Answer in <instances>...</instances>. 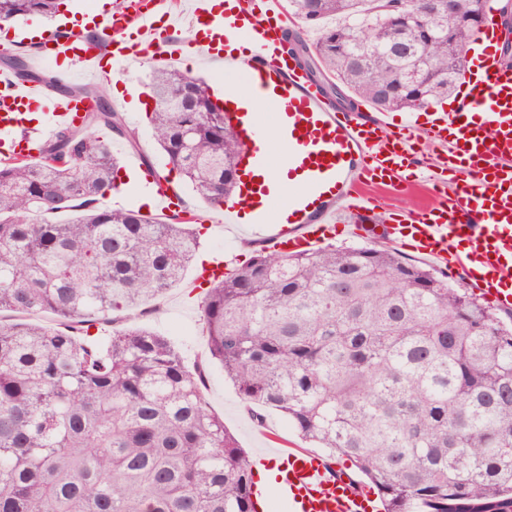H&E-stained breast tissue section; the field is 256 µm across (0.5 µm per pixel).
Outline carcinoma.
Masks as SVG:
<instances>
[{
    "instance_id": "1",
    "label": "carcinoma",
    "mask_w": 512,
    "mask_h": 512,
    "mask_svg": "<svg viewBox=\"0 0 512 512\" xmlns=\"http://www.w3.org/2000/svg\"><path fill=\"white\" fill-rule=\"evenodd\" d=\"M288 0L318 37L285 35L309 81L345 110L436 105L464 73L484 0ZM64 0H0V22ZM19 83L89 98L37 160H0V512H256L249 458L204 395L205 369L122 323L181 283L204 216L100 205L140 150L105 86L62 87L12 56ZM147 113L170 171L212 207L237 188L243 145L209 87L151 76ZM210 358L242 399L350 461L382 512H512V328L445 273L386 246L253 249L203 291ZM56 318L53 327L33 319ZM112 327L100 336L91 329Z\"/></svg>"
}]
</instances>
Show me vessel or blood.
<instances>
[{
    "instance_id": "vessel-or-blood-1",
    "label": "vessel or blood",
    "mask_w": 512,
    "mask_h": 512,
    "mask_svg": "<svg viewBox=\"0 0 512 512\" xmlns=\"http://www.w3.org/2000/svg\"><path fill=\"white\" fill-rule=\"evenodd\" d=\"M191 43L212 62L231 63L219 30L234 26L257 63L262 88H282L290 121L282 139L288 147V174L304 195L289 202L287 223L276 226L266 243L276 250L310 248L331 239L336 227L372 218L378 200L370 186L395 187L415 154L413 128L389 138L385 118L354 116L335 109L287 53L285 18L279 0H264L266 18L254 23L251 0H192ZM178 23L169 0H120L96 23V39L73 27L45 33L40 57L82 70L94 79H112L131 63L154 64L180 56L183 46L170 38ZM497 37L488 22L468 50L463 97L457 109L426 112V135L438 149L424 170L428 180L449 184L436 205L408 215L391 214L388 223L368 228L371 240L427 255L448 269H463L472 288L496 307L512 308V69L489 52ZM90 99L48 96L36 83H17L0 74V142L15 155L37 158V140L22 135L25 112L37 108L46 122L42 134L63 125H80L92 109ZM481 113L482 123L468 119ZM226 118L244 141L243 166L261 168L270 150L266 126L241 118L230 108ZM451 169V178L441 177ZM158 209L178 210L182 197L175 187L149 185ZM255 474L275 470L274 488L288 512H370L372 495L353 484L321 454L303 449L262 448L251 459Z\"/></svg>"
}]
</instances>
